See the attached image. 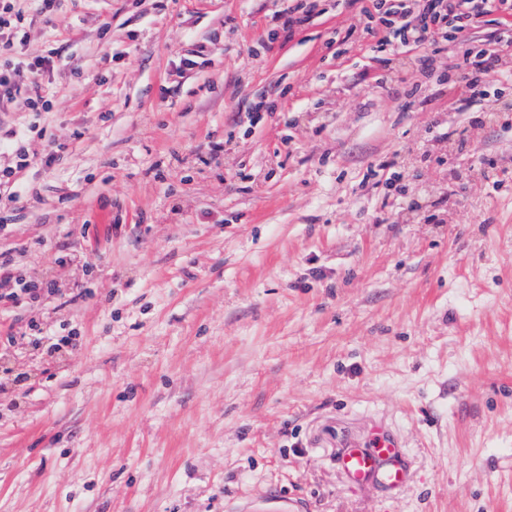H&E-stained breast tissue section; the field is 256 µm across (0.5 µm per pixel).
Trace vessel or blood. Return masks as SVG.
Here are the masks:
<instances>
[{"mask_svg":"<svg viewBox=\"0 0 512 512\" xmlns=\"http://www.w3.org/2000/svg\"><path fill=\"white\" fill-rule=\"evenodd\" d=\"M339 464L354 486L375 482L393 491L404 485L408 477L400 444L379 432L372 433L365 443L348 445L339 457Z\"/></svg>","mask_w":512,"mask_h":512,"instance_id":"obj_1","label":"vessel or blood"}]
</instances>
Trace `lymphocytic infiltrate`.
<instances>
[{"label":"lymphocytic infiltrate","instance_id":"obj_1","mask_svg":"<svg viewBox=\"0 0 512 512\" xmlns=\"http://www.w3.org/2000/svg\"><path fill=\"white\" fill-rule=\"evenodd\" d=\"M347 3L358 6L365 20L359 35L375 38V49L382 54V67H390L392 63L391 57H385V49H393L394 55L415 50L419 53L417 62L427 74L433 56L446 51L449 45L463 46L455 65L461 89L455 102L459 112L470 111L478 101L490 96L486 74L494 70L502 57L512 54V33L506 31L499 35L496 49L486 50L470 43L472 29L485 16L497 11L512 14V0H347ZM44 65L41 59H16L13 41L0 38V101L20 96L31 111H48L40 79ZM23 69L29 72L30 78L21 86L15 83L14 75Z\"/></svg>","mask_w":512,"mask_h":512}]
</instances>
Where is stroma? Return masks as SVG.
Returning a JSON list of instances; mask_svg holds the SVG:
<instances>
[{
  "label": "stroma",
  "instance_id": "1",
  "mask_svg": "<svg viewBox=\"0 0 512 512\" xmlns=\"http://www.w3.org/2000/svg\"><path fill=\"white\" fill-rule=\"evenodd\" d=\"M290 4L26 13L0 512H512V84L454 111L456 52L383 70L344 0L269 42ZM375 428L398 491L339 466Z\"/></svg>",
  "mask_w": 512,
  "mask_h": 512
}]
</instances>
